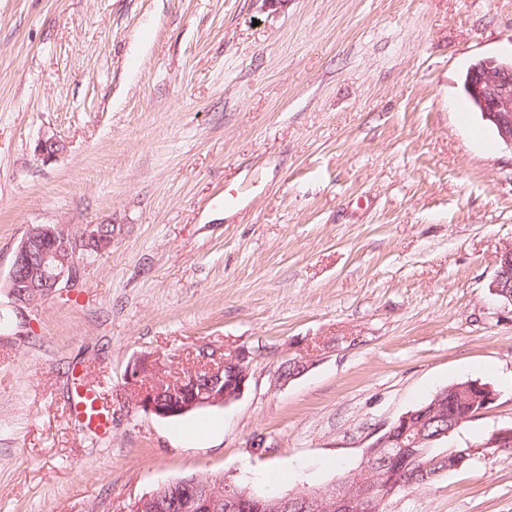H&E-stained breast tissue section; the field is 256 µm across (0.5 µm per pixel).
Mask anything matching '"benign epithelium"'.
<instances>
[{
	"instance_id": "benign-epithelium-1",
	"label": "benign epithelium",
	"mask_w": 512,
	"mask_h": 512,
	"mask_svg": "<svg viewBox=\"0 0 512 512\" xmlns=\"http://www.w3.org/2000/svg\"><path fill=\"white\" fill-rule=\"evenodd\" d=\"M465 92L502 143L512 148V59H485L470 66ZM63 151L64 145L53 137L39 139L34 147L35 155L45 163L56 160ZM112 226L111 219L76 230L67 224L31 226L18 244L0 288L6 289L18 310L74 290L89 271L79 259L80 253L111 244ZM505 286L512 288V247L500 255L491 291L496 294ZM199 357L190 381L168 377L169 365L158 358L133 360L127 367L125 383L134 404L148 414L171 418L239 399L250 377V351L241 347L226 353L206 347ZM293 363L289 372L278 370L277 381L298 377L308 368L304 357ZM460 389L466 391L468 399L466 407L456 414L454 430L496 400L492 389L478 382H466ZM446 404L448 400L439 395L431 404L401 414L364 449L359 470L324 488L263 499L228 478L192 474L133 499L127 512H378L383 504L376 495L380 486L403 484L411 461L427 470L418 448L438 439L436 435L426 436V423ZM480 447L512 448V429L491 432Z\"/></svg>"
}]
</instances>
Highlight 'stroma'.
Masks as SVG:
<instances>
[{"label":"stroma","mask_w":512,"mask_h":512,"mask_svg":"<svg viewBox=\"0 0 512 512\" xmlns=\"http://www.w3.org/2000/svg\"><path fill=\"white\" fill-rule=\"evenodd\" d=\"M511 57L512 0H0V277L32 225L117 222L81 288L22 314L0 288V512H126L195 473L311 490L473 380L497 399L451 444L478 453L389 512H512V448L481 445L512 427V306L489 289L512 149L463 89ZM204 346L250 350L239 400L135 406L130 362L178 374ZM86 365L113 413L94 440L68 410Z\"/></svg>","instance_id":"stroma-1"}]
</instances>
